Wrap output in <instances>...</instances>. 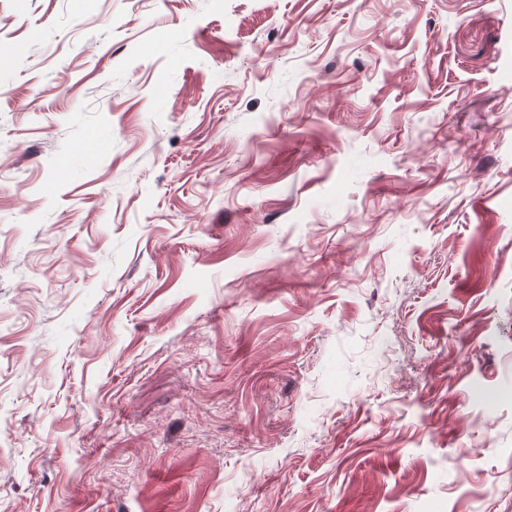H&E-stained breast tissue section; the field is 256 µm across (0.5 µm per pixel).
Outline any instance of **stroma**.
Here are the masks:
<instances>
[{
  "mask_svg": "<svg viewBox=\"0 0 512 512\" xmlns=\"http://www.w3.org/2000/svg\"><path fill=\"white\" fill-rule=\"evenodd\" d=\"M0 512H512V0H0Z\"/></svg>",
  "mask_w": 512,
  "mask_h": 512,
  "instance_id": "1",
  "label": "stroma"
}]
</instances>
